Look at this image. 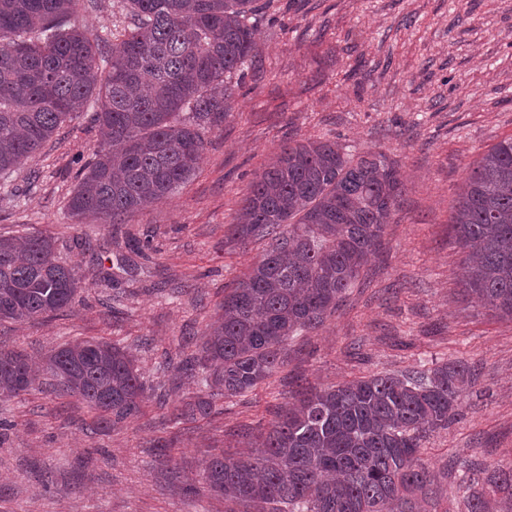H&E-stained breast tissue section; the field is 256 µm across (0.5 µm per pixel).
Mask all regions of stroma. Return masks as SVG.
<instances>
[{
  "mask_svg": "<svg viewBox=\"0 0 512 512\" xmlns=\"http://www.w3.org/2000/svg\"><path fill=\"white\" fill-rule=\"evenodd\" d=\"M259 53L232 110L207 130L195 173L120 224L66 209L100 141L92 111L0 176V235L40 232L81 288L65 312L0 322V339L41 359L77 338L120 344L147 392L126 422L90 431L74 397H0V512H226L200 485L211 451L250 450L299 392L461 360L476 374L459 414L421 457L443 487L436 512H463L472 463L512 467V321L462 291L465 255L450 218L467 171L512 137V0H256ZM72 26L111 38L123 0H81ZM328 139L354 156L385 152L405 191L380 248L336 312L289 340L273 375L193 420L196 394L177 360L266 245L227 238L241 199L282 145ZM151 252H133L134 241ZM173 365H164L165 356Z\"/></svg>",
  "mask_w": 512,
  "mask_h": 512,
  "instance_id": "1",
  "label": "stroma"
}]
</instances>
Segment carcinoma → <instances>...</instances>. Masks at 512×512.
<instances>
[{"instance_id": "1", "label": "carcinoma", "mask_w": 512, "mask_h": 512, "mask_svg": "<svg viewBox=\"0 0 512 512\" xmlns=\"http://www.w3.org/2000/svg\"><path fill=\"white\" fill-rule=\"evenodd\" d=\"M79 0H0V174L39 151L91 98L100 149L68 201L71 215L120 224L167 198L196 171L205 127L232 109L233 86L257 52L255 0H125L128 28L108 71L98 34L69 27ZM403 185L383 152L347 156L334 141L286 144L242 199L232 239L268 249L224 293L201 348L186 359L199 395L179 416L205 414L270 377L279 349L336 311L381 241ZM452 229L466 253L462 291L512 321V138L465 179ZM80 288L55 240L0 235V320L69 308ZM50 388L82 400L102 424L140 410L145 384L134 356L105 340L77 339L37 365L0 344V394ZM475 382L463 361L309 390L286 406L259 450L211 456L207 491L251 512H434L440 491L421 462L425 436L448 426ZM472 492L466 512H512V468Z\"/></svg>"}]
</instances>
